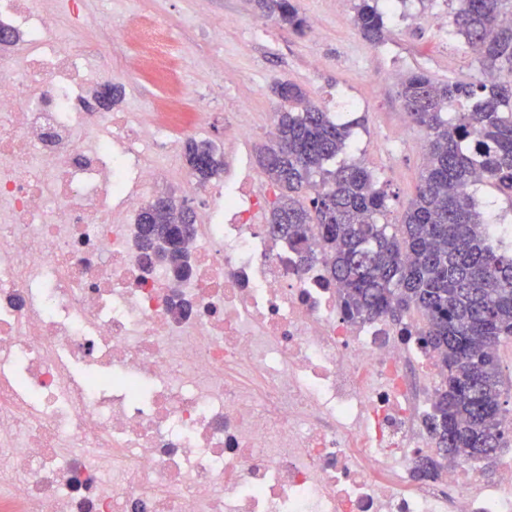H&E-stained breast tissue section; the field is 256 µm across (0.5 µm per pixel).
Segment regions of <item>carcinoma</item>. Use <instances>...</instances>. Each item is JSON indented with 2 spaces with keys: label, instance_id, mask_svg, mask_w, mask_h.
<instances>
[{
  "label": "carcinoma",
  "instance_id": "cac0c4a2",
  "mask_svg": "<svg viewBox=\"0 0 512 512\" xmlns=\"http://www.w3.org/2000/svg\"><path fill=\"white\" fill-rule=\"evenodd\" d=\"M453 34L476 55L483 78L443 83L423 72L403 77L398 97L413 123L426 130L427 158L415 196L397 228L387 223L386 191L357 163L331 169L352 149L351 127L305 100L302 90L277 81L273 139L257 162L279 190L269 232L288 241L300 261L313 258L309 240L331 256L329 281L351 321L386 317L398 325L411 314L423 321L418 341L436 354L440 382L428 427L434 469L459 454L487 457L504 447L512 412L501 400L499 351L512 340V248L494 239L477 210L473 188L493 187L512 211V0H449ZM265 18L300 32L306 20L294 0H254ZM393 5L357 0L353 22L382 45ZM185 159L204 185L224 172V157L209 142L191 141ZM174 214L152 202L138 224L151 253Z\"/></svg>",
  "mask_w": 512,
  "mask_h": 512
}]
</instances>
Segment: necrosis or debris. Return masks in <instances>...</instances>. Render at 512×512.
<instances>
[{
    "label": "necrosis or debris",
    "instance_id": "obj_1",
    "mask_svg": "<svg viewBox=\"0 0 512 512\" xmlns=\"http://www.w3.org/2000/svg\"><path fill=\"white\" fill-rule=\"evenodd\" d=\"M80 0H0V512H512V457L428 479L432 353L346 321L326 259L263 222L264 185L205 188L192 273L148 266L140 202L179 181L188 45L157 21L163 110L99 112L60 36Z\"/></svg>",
    "mask_w": 512,
    "mask_h": 512
}]
</instances>
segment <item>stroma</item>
Wrapping results in <instances>:
<instances>
[{
    "label": "stroma",
    "instance_id": "stroma-1",
    "mask_svg": "<svg viewBox=\"0 0 512 512\" xmlns=\"http://www.w3.org/2000/svg\"><path fill=\"white\" fill-rule=\"evenodd\" d=\"M124 3L130 24L127 34L113 31L100 0H86L92 22L68 42L111 70L113 84L123 90L118 110L153 109L167 95L165 83L143 71L145 37L139 16H152L172 29L207 19L213 36L195 40L182 61L190 90L181 109L198 114L199 119L192 129L179 131L180 140L223 147L222 125L237 119L244 101L254 129L244 154L255 158L258 145L273 130L279 106L274 83H294L321 108L357 120L351 157L379 178L389 195L387 220L392 224L399 223L415 193L426 140L424 131L411 125L397 96L399 79L417 71L439 82L480 77L471 54L451 33L448 0H411L398 6L382 46L361 37L353 24L352 6H338L337 0H297L309 27L301 35L260 16L252 0ZM228 14L236 18L235 26H225ZM217 54L224 57L220 73L210 63Z\"/></svg>",
    "mask_w": 512,
    "mask_h": 512
}]
</instances>
